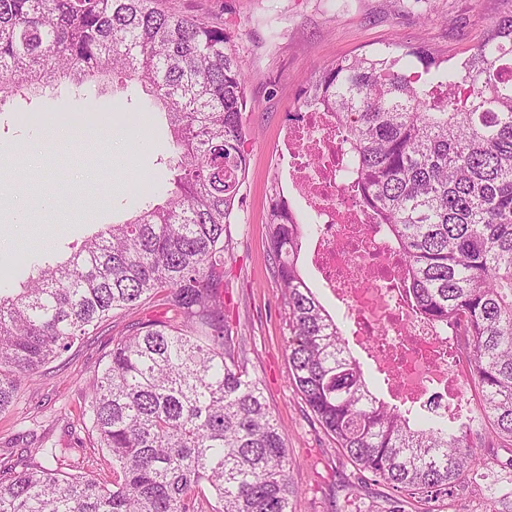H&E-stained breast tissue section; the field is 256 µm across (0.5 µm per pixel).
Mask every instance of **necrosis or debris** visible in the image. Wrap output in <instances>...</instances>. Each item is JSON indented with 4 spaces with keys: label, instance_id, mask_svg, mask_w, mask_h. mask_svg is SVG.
Returning a JSON list of instances; mask_svg holds the SVG:
<instances>
[{
    "label": "necrosis or debris",
    "instance_id": "necrosis-or-debris-1",
    "mask_svg": "<svg viewBox=\"0 0 512 512\" xmlns=\"http://www.w3.org/2000/svg\"><path fill=\"white\" fill-rule=\"evenodd\" d=\"M295 202L308 208L315 232L309 259L329 288L390 392L431 402L443 416L462 408L458 342L433 319L413 313L402 293L401 260L360 197L345 190L336 117L318 107L300 112L280 134Z\"/></svg>",
    "mask_w": 512,
    "mask_h": 512
}]
</instances>
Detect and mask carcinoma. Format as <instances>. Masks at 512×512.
<instances>
[{"instance_id":"obj_1","label":"carcinoma","mask_w":512,"mask_h":512,"mask_svg":"<svg viewBox=\"0 0 512 512\" xmlns=\"http://www.w3.org/2000/svg\"><path fill=\"white\" fill-rule=\"evenodd\" d=\"M224 29L154 0H0V103L61 79L138 83L131 108L171 136L162 204L68 257L46 254L0 293V414L34 374L115 310L166 292L172 318L130 326L86 391L83 424L113 480L61 476L27 446L0 474V512H288L293 465L259 379L224 320L225 255L243 203L246 78ZM298 97L336 114L343 179L403 257L416 310L465 337L476 419L445 418L369 388L336 321L302 277L312 225L268 188V261L288 307L292 384L358 469L400 491L450 494L485 441L512 442V15L455 69L421 47L317 68ZM209 487L215 503L205 502Z\"/></svg>"}]
</instances>
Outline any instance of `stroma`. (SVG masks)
<instances>
[{
    "label": "stroma",
    "instance_id": "obj_1",
    "mask_svg": "<svg viewBox=\"0 0 512 512\" xmlns=\"http://www.w3.org/2000/svg\"><path fill=\"white\" fill-rule=\"evenodd\" d=\"M158 5L224 28L246 75L248 168L240 188L243 203L232 218L224 314L286 434L294 462L289 480L296 490L290 512H386L392 499L404 512H423L418 497L359 471L314 420L289 379L288 309L267 257V186L280 171L279 130L295 113L314 67L373 55L396 43L424 47L445 67H455L484 39L490 20L512 13V0H158ZM145 97L137 84L114 91L94 84L78 89L64 81L0 106V184L25 198L57 199L55 209L27 224L0 213V286L19 287L44 248L67 255L101 227L159 203V196L137 192L133 176L151 183L169 177L158 162L167 149L166 122H159L147 143L118 125L109 142L66 148L42 141L38 127L23 122L22 114L36 110L59 121L93 123L100 111ZM107 182L112 196L106 200L98 186ZM169 316L159 296L115 313L96 334L45 367L14 410L0 415V469L13 466L27 442L37 439L67 446L54 463L60 473L111 482L106 450L90 445L78 420L84 392L131 324ZM478 454L480 476L461 479L450 495L433 501L435 512H512L505 500L512 492V469L505 465L512 450L493 442Z\"/></svg>",
    "mask_w": 512,
    "mask_h": 512
}]
</instances>
